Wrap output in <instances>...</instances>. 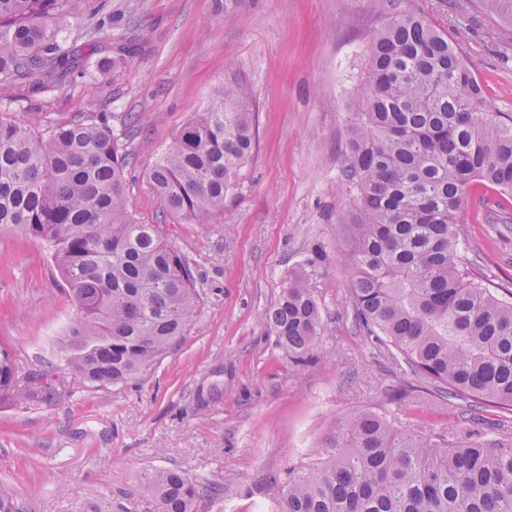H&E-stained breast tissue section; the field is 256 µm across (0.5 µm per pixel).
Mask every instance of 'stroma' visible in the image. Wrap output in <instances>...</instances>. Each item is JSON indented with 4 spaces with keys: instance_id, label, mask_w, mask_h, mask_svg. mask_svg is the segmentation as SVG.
<instances>
[{
    "instance_id": "obj_1",
    "label": "stroma",
    "mask_w": 512,
    "mask_h": 512,
    "mask_svg": "<svg viewBox=\"0 0 512 512\" xmlns=\"http://www.w3.org/2000/svg\"><path fill=\"white\" fill-rule=\"evenodd\" d=\"M132 29L104 33L94 81L53 93L32 80L0 87V114L41 131L107 112L127 140L130 209L161 225L188 260L197 313L165 358L124 387L92 388L62 369L59 337L76 308L48 243L0 233V343L23 372L43 374L50 400L0 408V482L26 512H155L143 489L156 469L179 468L208 487L203 512H277V479L316 463L337 421L370 409L398 428L475 433L512 447V413L464 417L458 401L411 372L394 348L359 326L338 222L348 197L346 129L370 35L394 10L447 32L484 90L512 113V25L477 0H112ZM125 44L127 64L113 65ZM239 85L258 114L257 144L212 223L169 214L146 177L180 126L219 83ZM464 251L512 290V196L475 186L461 210ZM307 268L322 311L313 360L296 367L265 321L284 276ZM305 267V266H304Z\"/></svg>"
}]
</instances>
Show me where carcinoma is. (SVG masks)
Instances as JSON below:
<instances>
[{
    "label": "carcinoma",
    "mask_w": 512,
    "mask_h": 512,
    "mask_svg": "<svg viewBox=\"0 0 512 512\" xmlns=\"http://www.w3.org/2000/svg\"><path fill=\"white\" fill-rule=\"evenodd\" d=\"M512 23V0H479ZM130 21L96 0H0V83L36 79L51 93L101 35ZM347 128L349 203L341 255L359 326L391 343L413 373L467 411H512V299L460 250L472 187L512 193V114L483 90L448 37L401 10L372 36ZM241 89L215 86L176 132L147 183L172 215L207 224L224 211L257 142ZM125 136L76 117L43 134L0 115V229L54 247L77 308L62 338L65 370L92 387L125 386L158 363L198 307L193 270L158 224L129 210ZM266 321L300 366L321 335L305 273L282 282ZM20 397L14 350L0 344V406ZM317 463L288 470L281 512H512V448L394 428L362 410L336 423ZM158 512H200L204 489L180 469L147 474ZM0 512H23L0 484Z\"/></svg>",
    "instance_id": "obj_1"
}]
</instances>
